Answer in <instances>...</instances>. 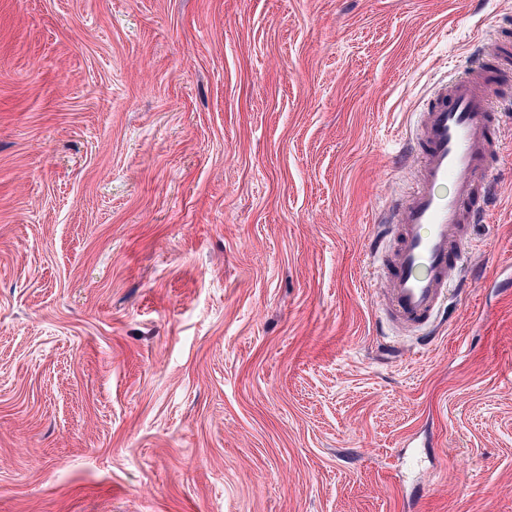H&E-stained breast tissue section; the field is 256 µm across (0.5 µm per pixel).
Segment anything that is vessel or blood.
<instances>
[{"label": "vessel or blood", "mask_w": 512, "mask_h": 512, "mask_svg": "<svg viewBox=\"0 0 512 512\" xmlns=\"http://www.w3.org/2000/svg\"><path fill=\"white\" fill-rule=\"evenodd\" d=\"M497 51V43H481L469 69L434 90L410 133L418 163L411 188L384 218L381 273L382 303L400 333L429 325L447 301L448 274L494 193L498 133L512 124V98L487 92Z\"/></svg>", "instance_id": "1"}]
</instances>
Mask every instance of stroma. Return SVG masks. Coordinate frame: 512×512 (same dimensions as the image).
<instances>
[{
	"label": "stroma",
	"mask_w": 512,
	"mask_h": 512,
	"mask_svg": "<svg viewBox=\"0 0 512 512\" xmlns=\"http://www.w3.org/2000/svg\"><path fill=\"white\" fill-rule=\"evenodd\" d=\"M512 0H0V512H512V126L469 278L383 319L403 133Z\"/></svg>",
	"instance_id": "35a3bbf8"
}]
</instances>
